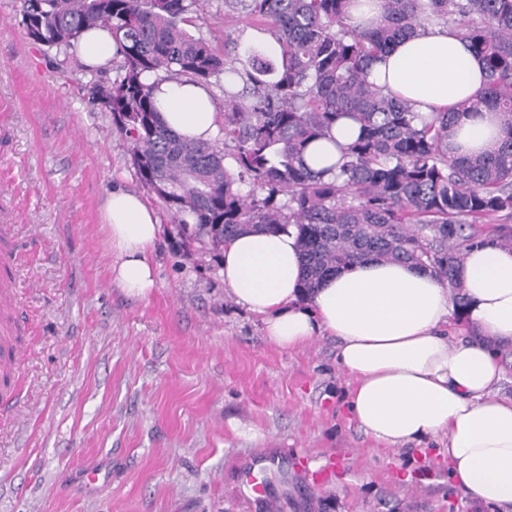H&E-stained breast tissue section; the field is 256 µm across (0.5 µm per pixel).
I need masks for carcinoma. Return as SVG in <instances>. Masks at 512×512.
I'll return each instance as SVG.
<instances>
[{
  "label": "carcinoma",
  "mask_w": 512,
  "mask_h": 512,
  "mask_svg": "<svg viewBox=\"0 0 512 512\" xmlns=\"http://www.w3.org/2000/svg\"><path fill=\"white\" fill-rule=\"evenodd\" d=\"M200 0H22V25L65 56L86 30L111 31L121 54L112 106L90 74L92 101L129 138L144 187L159 182L171 223L202 248L249 231L292 225L302 288L311 294L336 270L371 259L411 263L461 287L463 253L487 241L512 247V0H382L372 27L348 22L354 0H224L280 45L271 58L250 48L231 65L189 34ZM451 25L484 61L487 83L457 110L503 115L506 136L491 152L448 154L454 113L422 116L367 80L369 63L424 25ZM223 87L224 122L210 142H187L159 120L154 82L188 78ZM361 126L331 180L304 154L340 118ZM496 218L478 233L474 225Z\"/></svg>",
  "instance_id": "obj_1"
}]
</instances>
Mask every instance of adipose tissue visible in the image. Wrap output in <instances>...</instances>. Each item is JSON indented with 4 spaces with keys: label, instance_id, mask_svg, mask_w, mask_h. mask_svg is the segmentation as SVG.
<instances>
[{
    "label": "adipose tissue",
    "instance_id": "adipose-tissue-1",
    "mask_svg": "<svg viewBox=\"0 0 512 512\" xmlns=\"http://www.w3.org/2000/svg\"><path fill=\"white\" fill-rule=\"evenodd\" d=\"M368 79L418 112H457L460 101L484 89L486 71L455 28L432 27L397 41ZM154 99L161 122L185 139L215 138L220 116L204 85L164 81ZM457 114L451 154L485 152L505 136L499 113ZM360 132L359 123L341 119L329 138L310 145L307 163L318 172L336 163ZM101 216L113 281L128 295L147 297L156 286V210L116 187ZM220 263L225 288L263 315L265 335L278 348L336 339V362L352 381L349 410L366 435L393 450L446 441L449 485L470 501L512 512V397L498 394L499 349L512 344V250L489 244L466 252L459 310L434 274L375 259L336 271L305 295L292 226L239 235L225 245ZM455 321L466 326L456 337Z\"/></svg>",
    "mask_w": 512,
    "mask_h": 512
}]
</instances>
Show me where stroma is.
Wrapping results in <instances>:
<instances>
[{
  "mask_svg": "<svg viewBox=\"0 0 512 512\" xmlns=\"http://www.w3.org/2000/svg\"><path fill=\"white\" fill-rule=\"evenodd\" d=\"M20 9L0 0V224L14 227L22 329L20 397L0 408V512H498L449 486L437 443L396 451L365 435L334 339L268 342L218 253L145 193L78 56L30 41ZM192 17L219 52L225 31L250 30L224 0ZM117 186L144 193L163 228L144 299L110 278L100 206ZM253 461L274 464L264 502L239 480Z\"/></svg>",
  "mask_w": 512,
  "mask_h": 512,
  "instance_id": "obj_1",
  "label": "stroma"
}]
</instances>
